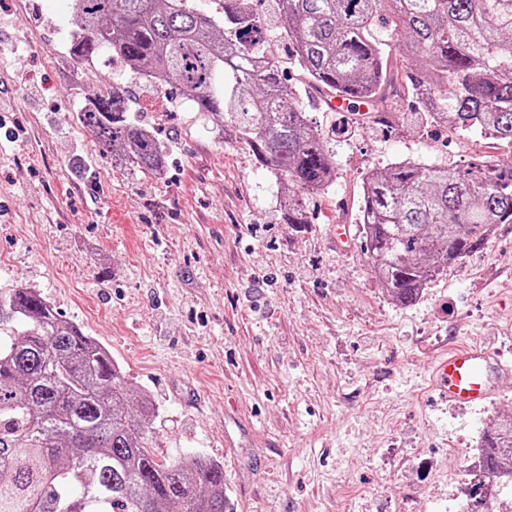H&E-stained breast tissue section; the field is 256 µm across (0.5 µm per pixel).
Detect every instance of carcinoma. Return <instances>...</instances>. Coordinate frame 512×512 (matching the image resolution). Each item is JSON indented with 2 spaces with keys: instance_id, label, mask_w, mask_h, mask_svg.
I'll list each match as a JSON object with an SVG mask.
<instances>
[{
  "instance_id": "cac0c4a2",
  "label": "carcinoma",
  "mask_w": 512,
  "mask_h": 512,
  "mask_svg": "<svg viewBox=\"0 0 512 512\" xmlns=\"http://www.w3.org/2000/svg\"><path fill=\"white\" fill-rule=\"evenodd\" d=\"M224 0V17L195 0H73L77 62L106 50L161 89H177L283 180L286 220L306 224L299 194L336 180L319 131L288 85L299 67L330 97L382 111L399 79L430 123L512 143V0ZM403 61L397 77L386 48ZM80 123L112 152L151 173L160 140L132 115L130 92L95 96ZM357 223L377 279L402 306L448 266L512 224V165L464 169L410 160L370 172ZM22 320L28 329L7 335ZM110 352L40 293L0 296V512H226L224 464L197 456L160 462L146 447L156 407L130 406ZM483 464L512 478V429L481 437ZM468 512H490L467 488Z\"/></svg>"
}]
</instances>
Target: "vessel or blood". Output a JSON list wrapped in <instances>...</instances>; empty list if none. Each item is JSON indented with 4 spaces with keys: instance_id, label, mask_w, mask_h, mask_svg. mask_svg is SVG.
I'll return each mask as SVG.
<instances>
[{
    "instance_id": "vessel-or-blood-1",
    "label": "vessel or blood",
    "mask_w": 512,
    "mask_h": 512,
    "mask_svg": "<svg viewBox=\"0 0 512 512\" xmlns=\"http://www.w3.org/2000/svg\"><path fill=\"white\" fill-rule=\"evenodd\" d=\"M485 345H457L437 358L432 382L442 400L477 407L497 392L500 376L511 370Z\"/></svg>"
}]
</instances>
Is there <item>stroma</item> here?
I'll use <instances>...</instances> for the list:
<instances>
[{
    "label": "stroma",
    "mask_w": 512,
    "mask_h": 512,
    "mask_svg": "<svg viewBox=\"0 0 512 512\" xmlns=\"http://www.w3.org/2000/svg\"><path fill=\"white\" fill-rule=\"evenodd\" d=\"M72 31L71 0L0 5V295L31 288L107 347L158 409L157 458L223 462L229 512H460L465 448L512 414V375L458 408L429 367L475 342L512 365V224L404 307L355 218L370 170L510 165L512 144L421 130L403 98L390 125L358 124L310 91L336 182L306 195L308 223L285 224L281 180L180 93L131 85L166 178L117 165L76 115L128 73L102 53L85 84L64 83Z\"/></svg>",
    "instance_id": "stroma-1"
}]
</instances>
